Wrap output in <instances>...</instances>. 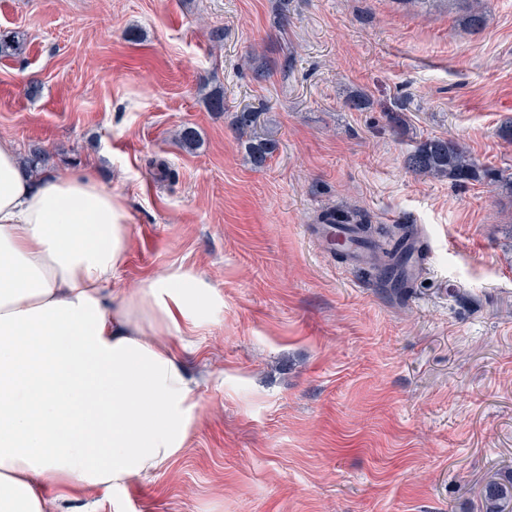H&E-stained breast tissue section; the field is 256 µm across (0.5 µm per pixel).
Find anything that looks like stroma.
Wrapping results in <instances>:
<instances>
[{
	"instance_id": "stroma-1",
	"label": "stroma",
	"mask_w": 512,
	"mask_h": 512,
	"mask_svg": "<svg viewBox=\"0 0 512 512\" xmlns=\"http://www.w3.org/2000/svg\"><path fill=\"white\" fill-rule=\"evenodd\" d=\"M481 6L474 31L468 0H0V137L124 197L115 288L179 266L223 301L179 348L183 450L70 512H481L512 475V0ZM433 137L498 182L408 170ZM342 212L414 227L409 288L320 249ZM277 147L276 139L272 137H253L247 146L248 155L254 165L264 164L272 156Z\"/></svg>"
}]
</instances>
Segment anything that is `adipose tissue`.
I'll list each match as a JSON object with an SVG mask.
<instances>
[{
  "label": "adipose tissue",
  "instance_id": "1",
  "mask_svg": "<svg viewBox=\"0 0 512 512\" xmlns=\"http://www.w3.org/2000/svg\"><path fill=\"white\" fill-rule=\"evenodd\" d=\"M129 246L92 170L32 179L0 138V512H51L185 446L199 403L177 344L211 322V293L180 269L115 290Z\"/></svg>",
  "mask_w": 512,
  "mask_h": 512
}]
</instances>
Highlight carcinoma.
I'll return each mask as SVG.
<instances>
[{"label":"carcinoma","instance_id":"1","mask_svg":"<svg viewBox=\"0 0 512 512\" xmlns=\"http://www.w3.org/2000/svg\"><path fill=\"white\" fill-rule=\"evenodd\" d=\"M24 49V42L13 35L0 37V58L14 57ZM277 147L272 137H253L247 146L253 164L260 166L272 156ZM408 168L418 174L433 177H448L459 183L477 180L488 176V171L480 168L477 160L464 147L451 138H429L419 144L407 157ZM359 230L373 244L376 268L381 276L396 271L397 261L402 253L403 242L412 236L406 224L381 227L360 224ZM483 512H512V477L505 483L488 482L482 490Z\"/></svg>","mask_w":512,"mask_h":512}]
</instances>
